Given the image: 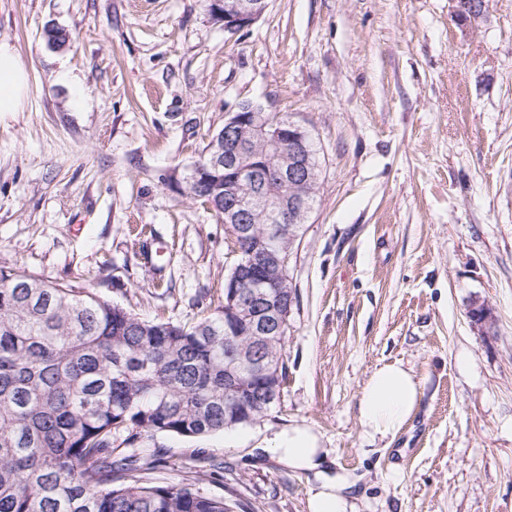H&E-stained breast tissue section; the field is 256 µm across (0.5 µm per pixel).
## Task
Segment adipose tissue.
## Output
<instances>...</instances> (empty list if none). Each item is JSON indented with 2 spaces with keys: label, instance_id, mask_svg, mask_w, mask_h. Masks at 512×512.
I'll list each match as a JSON object with an SVG mask.
<instances>
[{
  "label": "adipose tissue",
  "instance_id": "ef3b65f1",
  "mask_svg": "<svg viewBox=\"0 0 512 512\" xmlns=\"http://www.w3.org/2000/svg\"><path fill=\"white\" fill-rule=\"evenodd\" d=\"M28 88L26 70L16 52L0 44V112L20 111ZM420 402V384L400 363L375 367L359 391L358 421L369 435H395L413 417ZM266 449L289 468L313 473L317 484L309 498L310 512H352L347 477L331 473L329 452L310 427L294 425L269 439Z\"/></svg>",
  "mask_w": 512,
  "mask_h": 512
}]
</instances>
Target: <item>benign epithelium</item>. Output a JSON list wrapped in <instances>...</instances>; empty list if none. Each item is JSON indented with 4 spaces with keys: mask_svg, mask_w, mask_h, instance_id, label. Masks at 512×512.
Masks as SVG:
<instances>
[{
    "mask_svg": "<svg viewBox=\"0 0 512 512\" xmlns=\"http://www.w3.org/2000/svg\"><path fill=\"white\" fill-rule=\"evenodd\" d=\"M456 16L465 22L477 21L484 12L485 0H455ZM211 15L224 23V30L237 33L256 23L265 13L268 0H212ZM311 138L310 132L296 122L281 121L251 102H244L228 113L224 130L209 142L211 159L197 161L184 178V193L202 196L224 193L227 207L224 223L243 224L261 209L270 227L264 238L250 243L246 258L237 260L228 277L227 300L231 311L255 305L264 308L262 316L254 315L246 323V331L259 339L282 331L288 326L290 310L276 305L257 288H245L250 278L247 271L259 264L265 277L286 281L289 257L273 251L267 240L288 232L296 223V214L304 210L310 195L308 186L314 170L302 149ZM224 166V185L207 176L209 170ZM260 375L265 378V395L271 401L282 392L280 371L259 361Z\"/></svg>",
    "mask_w": 512,
    "mask_h": 512,
    "instance_id": "1",
    "label": "benign epithelium"
}]
</instances>
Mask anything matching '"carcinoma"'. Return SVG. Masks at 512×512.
<instances>
[{
	"mask_svg": "<svg viewBox=\"0 0 512 512\" xmlns=\"http://www.w3.org/2000/svg\"><path fill=\"white\" fill-rule=\"evenodd\" d=\"M227 333L224 311L145 320L81 283L0 266V512H234L204 475L155 483L156 459L122 436L186 438L262 421L275 404L224 419L232 387L258 386L239 361L283 359L285 337Z\"/></svg>",
	"mask_w": 512,
	"mask_h": 512,
	"instance_id": "cac0c4a2",
	"label": "carcinoma"
}]
</instances>
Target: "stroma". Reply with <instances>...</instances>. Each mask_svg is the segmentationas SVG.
I'll list each match as a JSON object with an SVG mask.
<instances>
[{"label": "stroma", "mask_w": 512, "mask_h": 512, "mask_svg": "<svg viewBox=\"0 0 512 512\" xmlns=\"http://www.w3.org/2000/svg\"><path fill=\"white\" fill-rule=\"evenodd\" d=\"M0 43L28 74L0 112V265L146 319L224 303L233 239L182 186L228 113L261 105L320 147L280 401L221 434L136 439L155 478L203 470L236 512H309L313 474L257 449L304 424L356 512H512V0L472 23L454 0H269L233 35L204 0H0ZM393 362L420 404L372 437L358 393Z\"/></svg>", "instance_id": "35a3bbf8"}]
</instances>
